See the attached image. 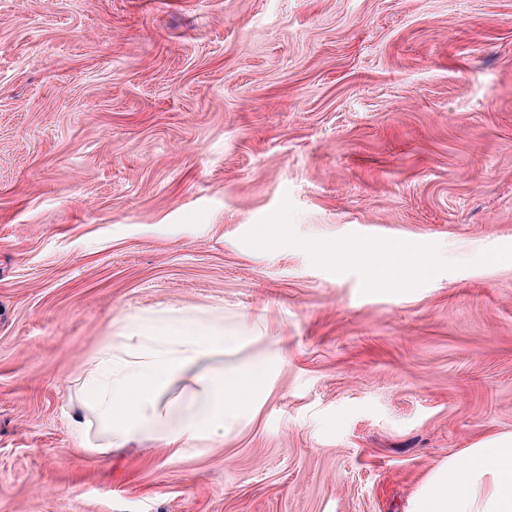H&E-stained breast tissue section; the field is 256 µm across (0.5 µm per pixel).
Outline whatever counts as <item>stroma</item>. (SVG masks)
<instances>
[{"instance_id": "1", "label": "stroma", "mask_w": 512, "mask_h": 512, "mask_svg": "<svg viewBox=\"0 0 512 512\" xmlns=\"http://www.w3.org/2000/svg\"><path fill=\"white\" fill-rule=\"evenodd\" d=\"M511 243L512 0H0V512H407L512 434ZM180 307L261 316L265 402L84 451L75 374ZM319 254L333 262L343 259L359 262L362 265L365 278L370 284L399 282L409 265L407 252L399 245L389 248L382 258H370L366 248L343 254L335 249L321 247Z\"/></svg>"}]
</instances>
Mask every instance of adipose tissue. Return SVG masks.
<instances>
[{
  "label": "adipose tissue",
  "mask_w": 512,
  "mask_h": 512,
  "mask_svg": "<svg viewBox=\"0 0 512 512\" xmlns=\"http://www.w3.org/2000/svg\"><path fill=\"white\" fill-rule=\"evenodd\" d=\"M331 261L359 262L369 283L399 282L406 250L380 258L367 249L342 253L321 248ZM248 313L223 316L193 307L128 316L76 380L67 420L84 450L98 455L130 443L189 447L234 431L264 394L272 376L269 357L224 365L260 336ZM190 386L180 387L185 373ZM411 512H512V434L491 438L438 464L418 488Z\"/></svg>",
  "instance_id": "obj_1"
}]
</instances>
